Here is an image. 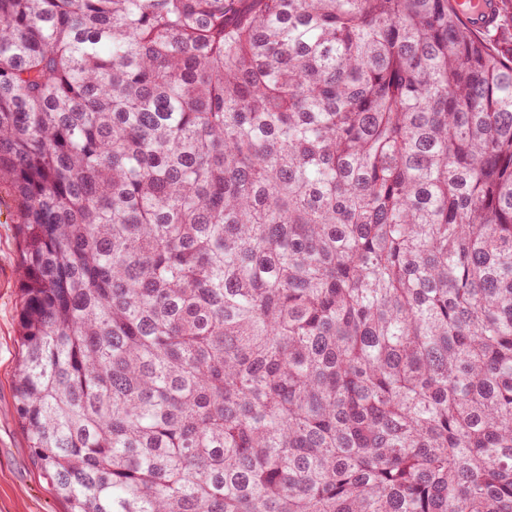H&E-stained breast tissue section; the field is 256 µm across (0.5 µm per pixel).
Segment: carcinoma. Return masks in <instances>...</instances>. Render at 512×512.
<instances>
[{
  "instance_id": "1",
  "label": "carcinoma",
  "mask_w": 512,
  "mask_h": 512,
  "mask_svg": "<svg viewBox=\"0 0 512 512\" xmlns=\"http://www.w3.org/2000/svg\"><path fill=\"white\" fill-rule=\"evenodd\" d=\"M3 179L70 512H512V55L452 0H0Z\"/></svg>"
}]
</instances>
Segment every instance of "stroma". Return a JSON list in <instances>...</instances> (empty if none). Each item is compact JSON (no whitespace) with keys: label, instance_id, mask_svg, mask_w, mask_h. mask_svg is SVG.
I'll use <instances>...</instances> for the list:
<instances>
[{"label":"stroma","instance_id":"35a3bbf8","mask_svg":"<svg viewBox=\"0 0 512 512\" xmlns=\"http://www.w3.org/2000/svg\"><path fill=\"white\" fill-rule=\"evenodd\" d=\"M12 187L0 183V512H69L32 458L15 411L20 356V236Z\"/></svg>","mask_w":512,"mask_h":512}]
</instances>
